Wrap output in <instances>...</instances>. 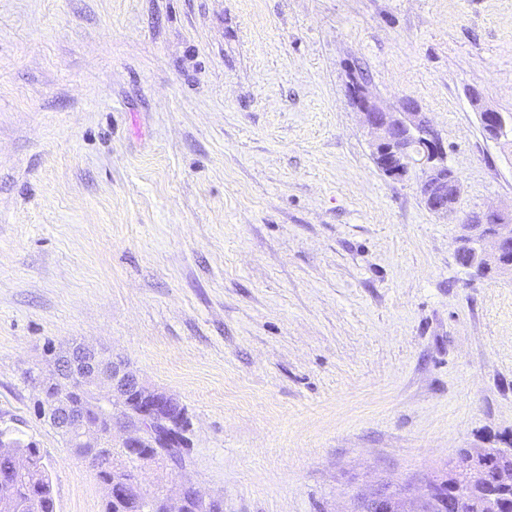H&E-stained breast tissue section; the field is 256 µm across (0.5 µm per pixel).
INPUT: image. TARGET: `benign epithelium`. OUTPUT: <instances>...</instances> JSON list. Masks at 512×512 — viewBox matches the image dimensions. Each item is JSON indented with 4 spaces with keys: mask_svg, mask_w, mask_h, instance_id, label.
Listing matches in <instances>:
<instances>
[{
    "mask_svg": "<svg viewBox=\"0 0 512 512\" xmlns=\"http://www.w3.org/2000/svg\"><path fill=\"white\" fill-rule=\"evenodd\" d=\"M350 102L371 135L370 148L377 169L392 179H402L412 170L420 172L417 185L424 206L437 215L455 212L461 196V181L448 168L447 154L435 129L413 100L396 107L380 105L369 93L356 71L347 73ZM483 135L494 141L507 136L503 115L495 109L480 113ZM456 258L464 268L479 274L464 260L469 254L480 256L487 268L501 275H512V261L504 252L512 248V206L489 209L477 223L459 225ZM30 386L42 394L38 414L69 448H96L103 438L112 437L113 421H121L126 431L123 443L136 448L147 439L146 427L131 424L123 412L132 401L140 403L138 414L146 423L156 420L160 408L176 398L142 385L120 364L106 360L102 349L76 344L52 353L51 367H33L27 372ZM27 463L0 476V499L12 507L11 493L25 479ZM486 479V460L473 457L455 465L443 477L430 480L424 493L404 488L397 495L382 487L357 498L352 512H427L431 505L438 512H453L468 499V493Z\"/></svg>",
    "mask_w": 512,
    "mask_h": 512,
    "instance_id": "7a95c632",
    "label": "benign epithelium"
}]
</instances>
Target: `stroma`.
Returning a JSON list of instances; mask_svg holds the SVG:
<instances>
[{"label": "stroma", "mask_w": 512, "mask_h": 512, "mask_svg": "<svg viewBox=\"0 0 512 512\" xmlns=\"http://www.w3.org/2000/svg\"><path fill=\"white\" fill-rule=\"evenodd\" d=\"M414 100L461 179L376 168L346 93ZM512 0H0V419L55 512H104L36 414L49 348L107 349L189 417L224 512H351L512 442V277L472 279L460 219L512 204ZM483 135L498 141L507 136V126L503 115L492 108H482L480 113Z\"/></svg>", "instance_id": "1"}]
</instances>
